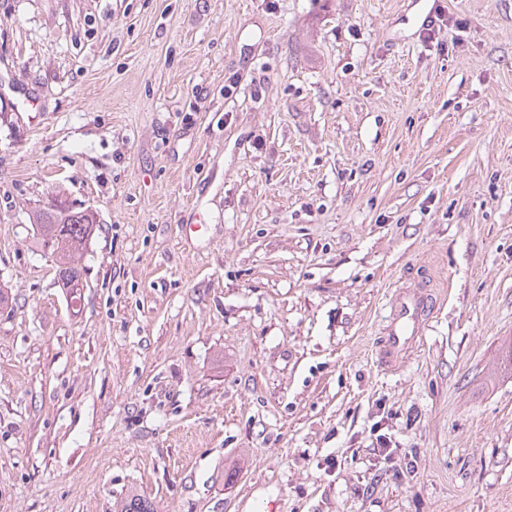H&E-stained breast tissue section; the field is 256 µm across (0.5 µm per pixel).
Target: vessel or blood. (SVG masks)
Returning <instances> with one entry per match:
<instances>
[{
  "label": "vessel or blood",
  "mask_w": 512,
  "mask_h": 512,
  "mask_svg": "<svg viewBox=\"0 0 512 512\" xmlns=\"http://www.w3.org/2000/svg\"><path fill=\"white\" fill-rule=\"evenodd\" d=\"M438 301L429 278L412 288L398 290L393 298V317L385 329L376 356L387 367H397L415 346Z\"/></svg>",
  "instance_id": "vessel-or-blood-1"
}]
</instances>
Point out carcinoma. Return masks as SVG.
Instances as JSON below:
<instances>
[{
	"instance_id": "carcinoma-1",
	"label": "carcinoma",
	"mask_w": 512,
	"mask_h": 512,
	"mask_svg": "<svg viewBox=\"0 0 512 512\" xmlns=\"http://www.w3.org/2000/svg\"><path fill=\"white\" fill-rule=\"evenodd\" d=\"M96 223L94 213L62 201L48 210L38 211L34 238L37 246L55 259L59 287L77 289L82 286V257ZM117 512H155V508L152 502L129 495L121 501Z\"/></svg>"
}]
</instances>
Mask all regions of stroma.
I'll list each match as a JSON object with an SVG mask.
<instances>
[{"label":"stroma","mask_w":512,"mask_h":512,"mask_svg":"<svg viewBox=\"0 0 512 512\" xmlns=\"http://www.w3.org/2000/svg\"><path fill=\"white\" fill-rule=\"evenodd\" d=\"M0 290V512H512V0H0ZM52 207L38 211L34 238L37 246L55 259L59 287L72 288L73 292L82 288V257L97 217L88 209L79 210L62 201ZM428 276L426 271L418 285L398 290L393 298L392 321L376 351L377 360L384 366L395 368L406 358L437 304L438 295L429 289L432 280Z\"/></svg>","instance_id":"35a3bbf8"}]
</instances>
